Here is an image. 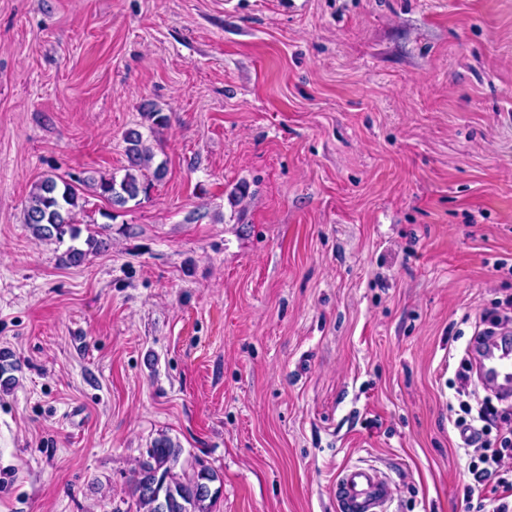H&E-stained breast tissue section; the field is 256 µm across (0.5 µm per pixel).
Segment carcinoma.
<instances>
[{
	"instance_id": "obj_1",
	"label": "carcinoma",
	"mask_w": 512,
	"mask_h": 512,
	"mask_svg": "<svg viewBox=\"0 0 512 512\" xmlns=\"http://www.w3.org/2000/svg\"><path fill=\"white\" fill-rule=\"evenodd\" d=\"M124 142L128 166L121 180L112 176L67 181L50 175L35 187L25 214V224L34 237L61 242L67 236L72 240L80 236L77 214L87 203L79 192L81 185L116 207L149 193L152 181L163 177L165 167H151L153 153L138 130H127ZM180 454V445L161 436L134 470L132 492L144 512H211V501L217 495L210 486L215 481L213 471L204 467L191 474L175 473Z\"/></svg>"
}]
</instances>
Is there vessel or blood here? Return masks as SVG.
<instances>
[{"instance_id":"1","label":"vessel or blood","mask_w":512,"mask_h":512,"mask_svg":"<svg viewBox=\"0 0 512 512\" xmlns=\"http://www.w3.org/2000/svg\"><path fill=\"white\" fill-rule=\"evenodd\" d=\"M477 381L483 389L512 398V344L493 338L474 355ZM392 500L390 482L373 466L356 464L343 469L336 479L338 512H388Z\"/></svg>"}]
</instances>
